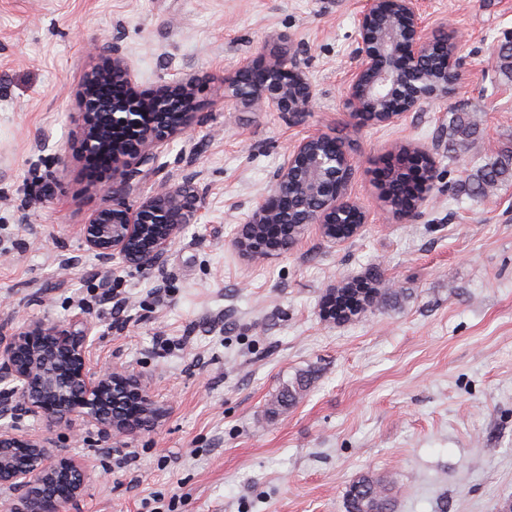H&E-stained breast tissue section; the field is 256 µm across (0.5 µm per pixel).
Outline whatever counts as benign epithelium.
Masks as SVG:
<instances>
[{
	"label": "benign epithelium",
	"instance_id": "7a95c632",
	"mask_svg": "<svg viewBox=\"0 0 512 512\" xmlns=\"http://www.w3.org/2000/svg\"><path fill=\"white\" fill-rule=\"evenodd\" d=\"M435 40L424 29L418 0H368L358 21L354 68L346 88L352 116L375 124H396L433 101L448 99V74L462 59L446 57L433 63ZM118 80L125 96L104 100L101 85ZM198 79L189 73L143 93L117 47L92 68L79 91V111L72 113L74 136L82 160L107 153L112 182L109 200L81 225L88 249L104 263L120 258L161 274L166 255L191 223L201 196L188 187L161 181L135 207L126 194L155 161V147L194 131ZM314 89L300 65L297 51L264 54L247 61L225 81L224 101L242 103L256 112L299 115L308 110ZM137 130L130 150L113 133ZM326 136L310 135L296 142L285 163L264 190L235 247L248 259H265L293 247L301 235L317 227L330 243L357 237L367 221L364 210L347 199L353 173L348 152L336 156L322 149ZM357 216L346 238L336 233L341 212ZM323 315L336 314V286L326 289ZM96 323L79 318L67 325L29 320L15 328L0 327V419L37 416L57 425L80 420L94 426L100 438L132 435L157 422L164 408L144 380L123 368L95 361L90 335ZM92 478L83 462L59 452L48 435L31 436L14 425L0 426V485L15 494L7 498L10 512H63L76 501Z\"/></svg>",
	"mask_w": 512,
	"mask_h": 512
}]
</instances>
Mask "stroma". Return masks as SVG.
Masks as SVG:
<instances>
[{
  "label": "stroma",
  "instance_id": "35a3bbf8",
  "mask_svg": "<svg viewBox=\"0 0 512 512\" xmlns=\"http://www.w3.org/2000/svg\"><path fill=\"white\" fill-rule=\"evenodd\" d=\"M365 0H0V325L96 322L98 359L141 378L167 409L155 427L101 441L93 426L33 416L96 476L66 512H345L349 485L382 479L396 512H499L512 500V181L493 200L465 179L512 154V0H420L431 37L459 36L447 100L395 125L362 124L345 101ZM118 44L142 89L197 76L191 142L157 149L126 196L194 180L202 204L163 275L101 263L80 226L106 201L78 156L71 115ZM301 50L314 87L291 118L224 102L258 53ZM473 126L468 137L458 120ZM340 135L362 233L316 231L252 262L234 246L290 145ZM429 150L435 188L411 218L385 209L375 170L402 145ZM397 288L346 321L328 285ZM304 387L276 407L281 388Z\"/></svg>",
  "mask_w": 512,
  "mask_h": 512
}]
</instances>
